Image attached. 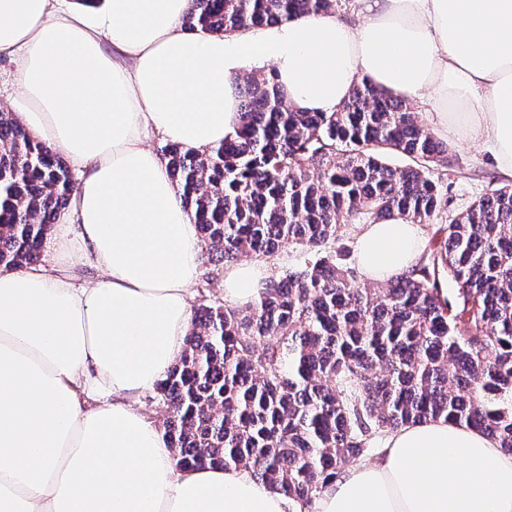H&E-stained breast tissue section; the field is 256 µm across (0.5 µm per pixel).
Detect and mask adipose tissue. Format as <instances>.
Wrapping results in <instances>:
<instances>
[{
    "mask_svg": "<svg viewBox=\"0 0 512 512\" xmlns=\"http://www.w3.org/2000/svg\"><path fill=\"white\" fill-rule=\"evenodd\" d=\"M231 34L189 31V0H0L21 123L79 173L49 261L0 269V512H512V453L427 418L391 432L303 510L244 469H183L139 409L180 357L201 249L150 136L203 153L233 133L234 74L336 111L362 78L428 105L433 130L488 150L512 179V0H358ZM416 225L367 224L371 281L415 264ZM262 268L224 271V301Z\"/></svg>",
    "mask_w": 512,
    "mask_h": 512,
    "instance_id": "ef3b65f1",
    "label": "adipose tissue"
}]
</instances>
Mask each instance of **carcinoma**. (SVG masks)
I'll return each mask as SVG.
<instances>
[{
  "instance_id": "1",
  "label": "carcinoma",
  "mask_w": 512,
  "mask_h": 512,
  "mask_svg": "<svg viewBox=\"0 0 512 512\" xmlns=\"http://www.w3.org/2000/svg\"><path fill=\"white\" fill-rule=\"evenodd\" d=\"M337 0H191L185 28L229 34ZM240 124L207 153L162 150L199 241L218 261L306 244L304 266L246 306L194 312L156 386L181 467L244 468L309 507L374 436L422 419L512 452V184L473 202L408 272L374 288L334 247L342 225L442 219L448 145L364 78L335 112L287 104L272 74L238 83ZM388 154L405 157L390 165ZM75 185L59 153L0 111V267L35 263ZM456 284L446 296L441 280Z\"/></svg>"
}]
</instances>
